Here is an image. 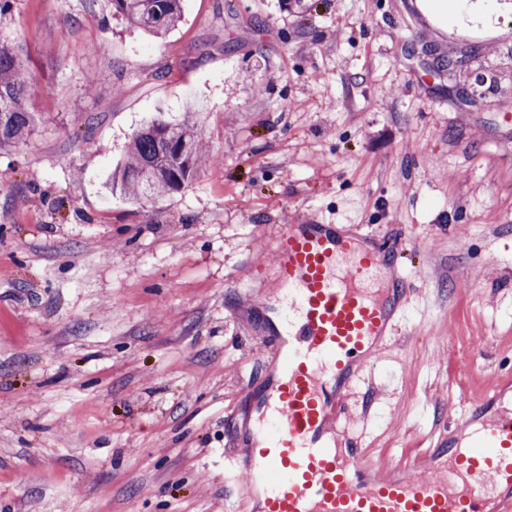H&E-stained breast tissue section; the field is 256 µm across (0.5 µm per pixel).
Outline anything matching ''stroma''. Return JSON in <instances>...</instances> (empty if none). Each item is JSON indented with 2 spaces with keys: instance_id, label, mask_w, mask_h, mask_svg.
I'll use <instances>...</instances> for the list:
<instances>
[{
  "instance_id": "stroma-1",
  "label": "stroma",
  "mask_w": 512,
  "mask_h": 512,
  "mask_svg": "<svg viewBox=\"0 0 512 512\" xmlns=\"http://www.w3.org/2000/svg\"><path fill=\"white\" fill-rule=\"evenodd\" d=\"M0 41L34 114L0 151V512H248L232 451L289 221L387 239L415 290L360 387L375 465L512 366V0L467 33L417 0H182L162 39L111 0H10ZM192 103L213 160L112 191Z\"/></svg>"
}]
</instances>
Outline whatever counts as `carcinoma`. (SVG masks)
<instances>
[{"mask_svg":"<svg viewBox=\"0 0 512 512\" xmlns=\"http://www.w3.org/2000/svg\"><path fill=\"white\" fill-rule=\"evenodd\" d=\"M112 8L129 24L157 37L169 33L181 18L180 0H112ZM29 91L23 63L11 47L0 43V148L13 147L30 133ZM198 111L191 105L180 121L157 119L135 131L112 186L139 201L147 195L158 198L188 182L208 155L193 117Z\"/></svg>","mask_w":512,"mask_h":512,"instance_id":"carcinoma-1","label":"carcinoma"}]
</instances>
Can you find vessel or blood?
I'll return each instance as SVG.
<instances>
[{
	"label": "vessel or blood",
	"instance_id": "1",
	"mask_svg": "<svg viewBox=\"0 0 512 512\" xmlns=\"http://www.w3.org/2000/svg\"><path fill=\"white\" fill-rule=\"evenodd\" d=\"M286 332L242 440L255 512H512V409L470 404L477 430L418 459L423 476L376 470L348 419L349 401L411 304L386 243L338 224L289 223L274 238Z\"/></svg>",
	"mask_w": 512,
	"mask_h": 512
}]
</instances>
